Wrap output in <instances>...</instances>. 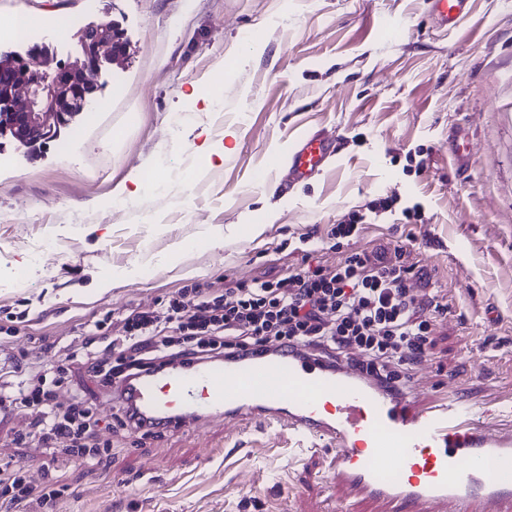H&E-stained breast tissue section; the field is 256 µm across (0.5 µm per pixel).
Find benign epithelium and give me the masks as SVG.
<instances>
[{
    "instance_id": "1",
    "label": "benign epithelium",
    "mask_w": 512,
    "mask_h": 512,
    "mask_svg": "<svg viewBox=\"0 0 512 512\" xmlns=\"http://www.w3.org/2000/svg\"><path fill=\"white\" fill-rule=\"evenodd\" d=\"M80 54L59 64L43 46L0 68V110L7 126L32 141H48L76 114L72 102L92 105L107 83L112 64L125 53L119 28L110 22L90 23L79 34Z\"/></svg>"
}]
</instances>
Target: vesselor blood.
<instances>
[{"instance_id": "obj_1", "label": "vessel or blood", "mask_w": 512, "mask_h": 512, "mask_svg": "<svg viewBox=\"0 0 512 512\" xmlns=\"http://www.w3.org/2000/svg\"><path fill=\"white\" fill-rule=\"evenodd\" d=\"M471 0H427L442 26L458 27ZM455 172L472 159L451 129ZM331 142L310 132L288 157L292 183L321 174ZM113 403L156 430L216 418L248 421L328 449L330 483L349 500L372 499L392 512H512V425L488 428L487 414L450 397L419 402L304 347L266 348L243 357L202 358L123 381Z\"/></svg>"}]
</instances>
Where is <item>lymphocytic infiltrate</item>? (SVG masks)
Wrapping results in <instances>:
<instances>
[{
  "instance_id": "obj_1",
  "label": "lymphocytic infiltrate",
  "mask_w": 512,
  "mask_h": 512,
  "mask_svg": "<svg viewBox=\"0 0 512 512\" xmlns=\"http://www.w3.org/2000/svg\"><path fill=\"white\" fill-rule=\"evenodd\" d=\"M312 258V251H303L301 267L275 280L182 289L179 297L131 311L117 325L104 316L82 327L57 364L0 363L6 377L0 410L28 414V441L45 454L36 487L26 483L19 463L0 459V512L56 503L69 490L61 482L64 470L77 463L103 468L112 455L111 445L95 441L100 420L93 406L80 399L66 408L56 402L72 362L101 375L109 388L157 364L244 355L274 340L351 359L353 368L389 390L405 386L429 357L436 319L448 310L438 293L407 287L417 261L380 245L347 248L332 270ZM356 351L363 357L355 361Z\"/></svg>"
}]
</instances>
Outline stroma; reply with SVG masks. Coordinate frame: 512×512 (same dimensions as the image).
<instances>
[{
	"label": "stroma",
	"mask_w": 512,
	"mask_h": 512,
	"mask_svg": "<svg viewBox=\"0 0 512 512\" xmlns=\"http://www.w3.org/2000/svg\"><path fill=\"white\" fill-rule=\"evenodd\" d=\"M23 14L61 60L79 53L77 29L58 30L66 16L118 25L127 49L97 112L40 149L0 145V327L19 329L5 350L53 362L37 338L66 343L196 283L287 274L302 243L335 267L331 228L357 218L358 244L410 251L450 304L413 372L418 400L444 393L512 418V0H474L453 31L425 0H0L1 19ZM219 74L224 106L204 110ZM456 125L473 159L463 177L448 162ZM315 130L337 153L289 189L288 153ZM134 172L157 185L114 206ZM380 198L390 211L374 212ZM73 380L119 451L107 469H68L52 512H382L345 503L325 451L225 420L115 432L97 381ZM26 425L0 424V457L36 485L39 449L10 435Z\"/></svg>",
	"instance_id": "1"
}]
</instances>
